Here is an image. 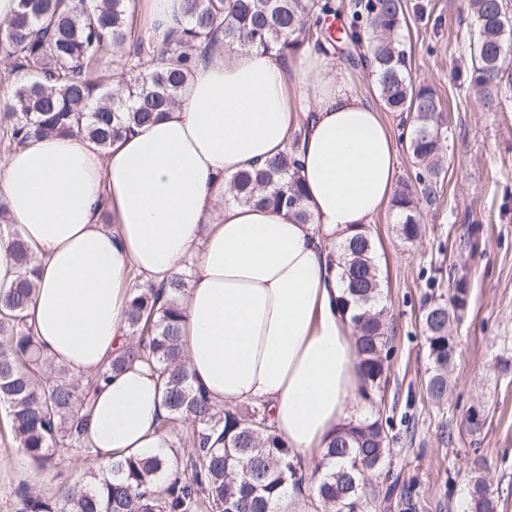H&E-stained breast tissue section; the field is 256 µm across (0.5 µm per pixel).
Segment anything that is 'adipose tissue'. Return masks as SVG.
Wrapping results in <instances>:
<instances>
[{
  "label": "adipose tissue",
  "mask_w": 512,
  "mask_h": 512,
  "mask_svg": "<svg viewBox=\"0 0 512 512\" xmlns=\"http://www.w3.org/2000/svg\"><path fill=\"white\" fill-rule=\"evenodd\" d=\"M332 51L217 52L194 66L178 105L108 151L47 136L0 159V198L38 260L30 314L44 354L98 382L97 463L171 453L156 372L107 367L133 282L159 287L178 273L195 386L220 403L268 405L275 432L308 460L353 421L361 376L336 244L389 201L397 145ZM292 148L309 223L224 202L234 173Z\"/></svg>",
  "instance_id": "ef3b65f1"
}]
</instances>
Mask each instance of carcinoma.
Returning <instances> with one entry per match:
<instances>
[{
    "label": "carcinoma",
    "mask_w": 512,
    "mask_h": 512,
    "mask_svg": "<svg viewBox=\"0 0 512 512\" xmlns=\"http://www.w3.org/2000/svg\"><path fill=\"white\" fill-rule=\"evenodd\" d=\"M468 5L478 31L469 86L491 103L512 47V19L502 0H468ZM136 9V0H18L14 17L0 24V61L10 64L9 72L28 75L0 106V135L8 146L77 133L105 151L179 102L202 44H244L285 59L309 38L308 18L330 5L327 0H185L183 23L162 45L150 31L134 25ZM404 22V0L355 3L346 36L364 53L353 58L352 66L372 67L388 110L414 113L408 150L435 175L440 106L431 87L416 86L409 78V58L400 44ZM108 51L122 75L118 92L103 85L99 75ZM229 193L238 204L270 206L303 223L310 221L292 150L234 175ZM393 206L400 217V236L416 240L421 227L409 184H403ZM0 243L18 268L15 283L0 288V406L6 411V431L39 467L75 451L90 455L85 422L95 380L75 379L43 356L27 313L36 258L2 205ZM336 271L344 304L353 310L361 391L367 397L385 384L391 351L369 230L336 244ZM186 286L180 274L162 292L135 284L127 311L128 342L113 354L109 370L132 362L153 367L166 409L160 428L178 431L188 451L171 461L117 459L83 485H62L49 497L22 482L14 489L17 512H288V506L298 503L303 476L269 424L265 408L255 406L243 417L237 406L218 404L192 385L180 336V297ZM466 304L462 282L450 300L432 297L424 304L421 325L430 360L425 389L438 403L447 397L448 367L456 358L450 310ZM389 455L382 420L366 418L341 428L318 464L316 496L322 510L352 512L364 497L365 473L382 469ZM468 496L473 512H497L482 479L470 483Z\"/></svg>",
    "instance_id": "cac0c4a2"
}]
</instances>
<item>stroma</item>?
<instances>
[{
    "label": "stroma",
    "instance_id": "stroma-1",
    "mask_svg": "<svg viewBox=\"0 0 512 512\" xmlns=\"http://www.w3.org/2000/svg\"><path fill=\"white\" fill-rule=\"evenodd\" d=\"M403 30L414 83L431 85L443 111V171L432 196L418 195L421 233L406 242L397 211L386 205L371 225L383 281L382 303L393 329V353L382 399H357V418L388 423L395 451L382 472L366 476L362 512H471L472 478H483L512 512V51L495 104L469 89L470 44L477 36L467 0H405ZM398 144L397 180L414 183L422 165L407 149L411 115H384ZM465 282L468 302L452 334L457 356L448 371V399L424 391L430 367L419 317L432 293L452 295ZM484 426L470 431V407ZM88 462L73 454L61 465L36 467L0 436V512H15L13 488L27 481L49 496L61 481H83Z\"/></svg>",
    "mask_w": 512,
    "mask_h": 512
}]
</instances>
